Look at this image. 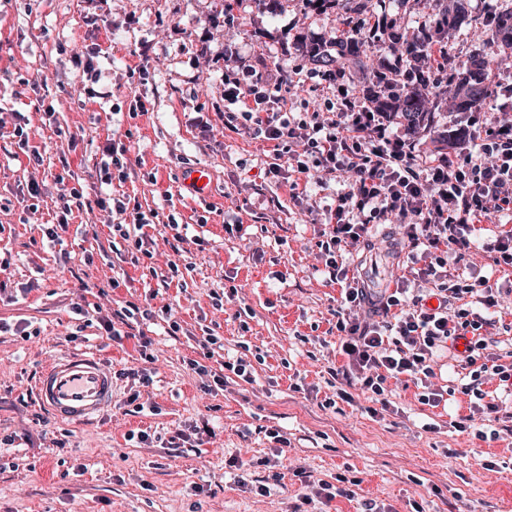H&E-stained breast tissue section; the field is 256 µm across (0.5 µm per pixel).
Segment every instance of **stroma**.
<instances>
[{
  "instance_id": "stroma-1",
  "label": "stroma",
  "mask_w": 512,
  "mask_h": 512,
  "mask_svg": "<svg viewBox=\"0 0 512 512\" xmlns=\"http://www.w3.org/2000/svg\"><path fill=\"white\" fill-rule=\"evenodd\" d=\"M512 0H470V21L448 34L455 64L478 54L497 77L512 79V56L483 41L485 21ZM336 12L308 0L273 9L235 0H0V512H358L372 499L388 512H512V430L478 435L461 391L456 356L438 359L439 406L421 404L415 385L389 381L386 412L371 416L359 389L336 399V312L342 287L317 271L320 231L342 183L310 184L305 199L267 174L272 145L226 128L227 67L288 80L287 109L310 112L335 101L336 89L307 61L305 48L336 35ZM102 72L86 82L84 55ZM302 65L294 75V65ZM437 136L418 135L422 151L447 150L445 134L469 135L467 114L443 100L431 115ZM29 135L20 149L15 126ZM120 138L127 178L107 180L103 150ZM35 149L41 165L30 163ZM211 173L209 198L181 182L186 167ZM40 194L31 197V182ZM83 187L59 243L45 230L64 206L61 185ZM114 196L159 212L145 227L153 256L132 264L112 237L98 199ZM175 215L174 231L164 222ZM184 265L172 280L170 262ZM501 289L489 309L490 351L512 350V268L470 249L456 266ZM234 291L223 309L212 293ZM150 304L154 317L116 342L103 323L126 302ZM178 321L181 330L171 333ZM223 340L212 358L203 329ZM152 340L141 351L137 334ZM97 353L115 377L112 407L97 421H58L37 402L39 369L64 353ZM244 359L250 381L204 388L195 360L223 373ZM147 370L141 385L122 370ZM158 406L137 412L133 394ZM473 416L461 433L451 423ZM148 432L152 440L138 442ZM185 434L200 452L174 454L165 443ZM313 480L358 479L353 496L304 503Z\"/></svg>"
}]
</instances>
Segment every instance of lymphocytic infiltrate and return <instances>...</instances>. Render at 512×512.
I'll use <instances>...</instances> for the list:
<instances>
[{"mask_svg": "<svg viewBox=\"0 0 512 512\" xmlns=\"http://www.w3.org/2000/svg\"><path fill=\"white\" fill-rule=\"evenodd\" d=\"M224 82L225 126L240 125L272 142L269 172L291 176L296 196L306 195L314 167L348 181L329 212L321 244L327 275L343 285L336 328L346 335L340 350L349 359L342 371L348 385L380 396L387 379L405 380L421 387L422 404L439 406L443 391L433 383L431 361L460 339L470 369L463 394L474 410L499 413L484 386L495 381L512 389V362L487 356L482 330L489 321L462 303L468 295L489 308L499 300L484 280L449 272L448 257L474 245L482 224L495 217V239L484 250L495 265L512 267V118L478 124L471 132L477 152L452 145L425 156L410 137L392 133L390 114L356 105L350 90L337 93L335 112L297 121L283 112L282 84L272 77L231 70ZM390 219L406 250L401 275L380 291L350 274L342 258L371 242L376 221ZM429 297L437 306L427 307Z\"/></svg>", "mask_w": 512, "mask_h": 512, "instance_id": "f902f5d3", "label": "lymphocytic infiltrate"}]
</instances>
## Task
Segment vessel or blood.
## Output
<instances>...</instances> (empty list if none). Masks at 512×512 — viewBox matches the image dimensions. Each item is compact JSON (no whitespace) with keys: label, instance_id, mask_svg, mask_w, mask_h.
Segmentation results:
<instances>
[{"label":"vessel or blood","instance_id":"1","mask_svg":"<svg viewBox=\"0 0 512 512\" xmlns=\"http://www.w3.org/2000/svg\"><path fill=\"white\" fill-rule=\"evenodd\" d=\"M183 182L198 198H208L212 192L206 169L187 168ZM35 397L57 419L73 423L93 420L112 405V370L94 354L63 355L41 368Z\"/></svg>","mask_w":512,"mask_h":512}]
</instances>
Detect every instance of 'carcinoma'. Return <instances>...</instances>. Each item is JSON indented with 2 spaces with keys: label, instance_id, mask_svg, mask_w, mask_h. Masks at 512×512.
Segmentation results:
<instances>
[{
  "label": "carcinoma",
  "instance_id": "cac0c4a2",
  "mask_svg": "<svg viewBox=\"0 0 512 512\" xmlns=\"http://www.w3.org/2000/svg\"><path fill=\"white\" fill-rule=\"evenodd\" d=\"M336 8L344 24L350 26L348 36L336 40L339 46L338 56L333 57L318 44L306 48L310 62L320 68H336L342 72L348 70L361 73L367 78L365 91L367 98L383 112H391L400 120L407 132L414 135L432 133L430 113L439 106L445 93L442 85H432L425 75L411 72L402 73L395 79L396 91L384 95L381 85L385 78L381 73L383 61L372 60L374 54L384 49V44L402 43L410 61L415 62L427 52L430 44L440 39L448 30L466 23L468 18V0H413V3L432 11L431 24L410 38H404L385 27V36L374 40L361 34L352 26L356 16L368 15L380 0H320ZM483 38L502 50L512 51V9H506L493 17L483 30ZM448 73L456 82L459 99L458 108L462 112L480 110L494 96L495 75L491 73L486 60L472 56L468 60L463 74L456 73L453 62H448Z\"/></svg>",
  "mask_w": 512,
  "mask_h": 512
}]
</instances>
